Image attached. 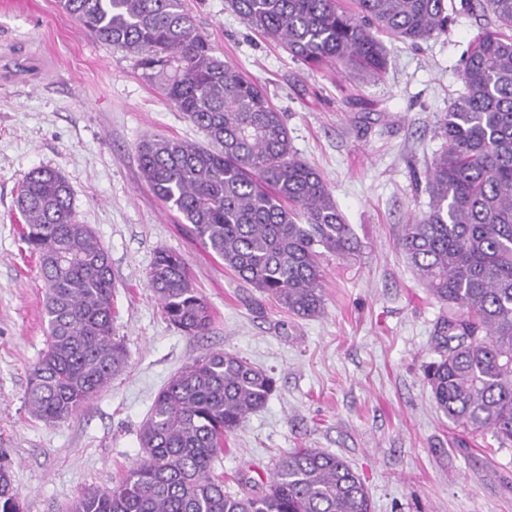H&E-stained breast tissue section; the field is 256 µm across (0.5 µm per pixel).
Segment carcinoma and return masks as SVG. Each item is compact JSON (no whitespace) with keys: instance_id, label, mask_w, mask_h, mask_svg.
<instances>
[{"instance_id":"obj_1","label":"carcinoma","mask_w":512,"mask_h":512,"mask_svg":"<svg viewBox=\"0 0 512 512\" xmlns=\"http://www.w3.org/2000/svg\"><path fill=\"white\" fill-rule=\"evenodd\" d=\"M255 34L280 41L311 69L342 64L381 79L375 32L413 43L448 29V0H229ZM98 42L136 58L206 136L198 145L146 138L139 167L188 235L242 282L288 313L324 312L318 249L343 254L355 236L322 175L293 150L283 113L266 90L216 55L183 0H59ZM491 15L464 58L463 89L436 122L442 150L426 178L428 209L404 226L401 246L444 306L428 369L436 406L465 431L512 446V0H462ZM17 208L21 237L44 281L47 348L34 364L30 413L57 423L79 412L122 371L114 337L112 263L56 169L26 176ZM167 321L187 336L212 325L183 256L161 248L147 271ZM276 381L223 351L191 359L157 394L140 430L141 459L119 485L89 488L68 512H371L368 493L341 456L292 448L265 488L231 495L212 477L224 436L263 408ZM0 512H23L0 467Z\"/></svg>"}]
</instances>
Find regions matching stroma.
Instances as JSON below:
<instances>
[{"label":"stroma","mask_w":512,"mask_h":512,"mask_svg":"<svg viewBox=\"0 0 512 512\" xmlns=\"http://www.w3.org/2000/svg\"><path fill=\"white\" fill-rule=\"evenodd\" d=\"M198 29L283 112L299 157L324 177L358 241L323 254L325 310L299 318L238 280L182 230L142 179L147 136L204 134L145 82L132 56L95 41L58 0H0V464L23 512H65L84 489L111 488L141 456L139 430L159 390L201 354L224 351L266 370L276 390L224 439L212 475L226 492L266 484L291 448L342 456L372 512H512V447L467 433L435 405L425 369L443 305L400 246L426 210L439 116L461 90L469 41L487 21L456 13L446 33L412 45L384 34L388 72L366 80L311 70L255 35L228 0H184ZM61 171L78 223L107 249L113 326L127 364L67 420L25 406L46 343L45 288L21 239L16 199L33 169ZM185 258L209 304L207 335L171 326L147 285L156 250Z\"/></svg>","instance_id":"obj_1"}]
</instances>
